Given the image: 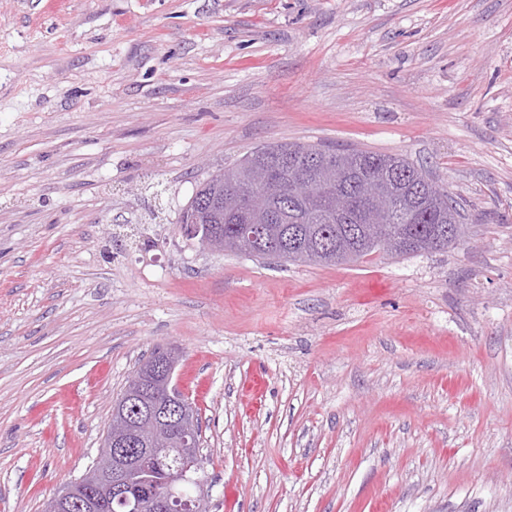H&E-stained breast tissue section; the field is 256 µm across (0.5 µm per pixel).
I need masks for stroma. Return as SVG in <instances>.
Wrapping results in <instances>:
<instances>
[{
  "instance_id": "35a3bbf8",
  "label": "stroma",
  "mask_w": 512,
  "mask_h": 512,
  "mask_svg": "<svg viewBox=\"0 0 512 512\" xmlns=\"http://www.w3.org/2000/svg\"><path fill=\"white\" fill-rule=\"evenodd\" d=\"M407 157L455 248L314 266L177 222L256 147ZM176 346L208 512H512V0H0V512Z\"/></svg>"
}]
</instances>
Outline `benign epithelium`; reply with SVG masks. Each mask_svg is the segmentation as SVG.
Instances as JSON below:
<instances>
[{"label": "benign epithelium", "mask_w": 512, "mask_h": 512, "mask_svg": "<svg viewBox=\"0 0 512 512\" xmlns=\"http://www.w3.org/2000/svg\"><path fill=\"white\" fill-rule=\"evenodd\" d=\"M350 203L354 207L385 209L390 200L385 196L358 194ZM178 351L171 347L148 369L136 370L128 392L113 401L114 411L125 420L135 421V431L129 436H112L107 429L102 446L112 463L105 471L92 470L67 484L53 496L46 512H97L106 502L118 503L125 512H203L202 494H186L183 488H202L194 475L203 469L196 434L180 435L179 466L176 473L156 482L151 472L158 469L166 448L150 447V439L160 429H179L194 417V406L177 389L175 369Z\"/></svg>", "instance_id": "7a95c632"}]
</instances>
